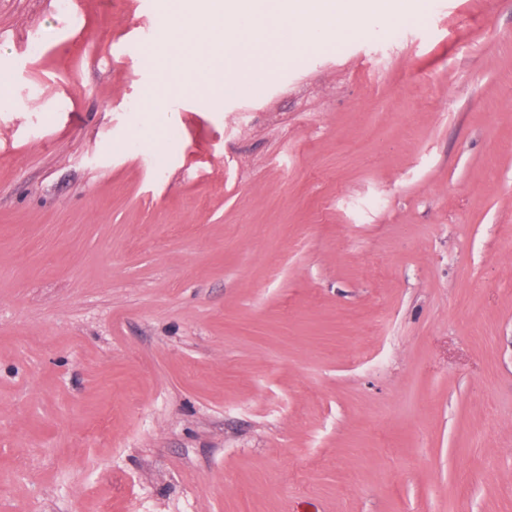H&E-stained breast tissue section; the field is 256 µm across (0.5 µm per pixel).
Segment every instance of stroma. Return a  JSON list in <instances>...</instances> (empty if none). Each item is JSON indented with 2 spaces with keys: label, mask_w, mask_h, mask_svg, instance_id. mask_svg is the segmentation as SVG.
Returning a JSON list of instances; mask_svg holds the SVG:
<instances>
[{
  "label": "stroma",
  "mask_w": 512,
  "mask_h": 512,
  "mask_svg": "<svg viewBox=\"0 0 512 512\" xmlns=\"http://www.w3.org/2000/svg\"><path fill=\"white\" fill-rule=\"evenodd\" d=\"M78 2L0 0V512H512V0L152 109Z\"/></svg>",
  "instance_id": "obj_1"
}]
</instances>
